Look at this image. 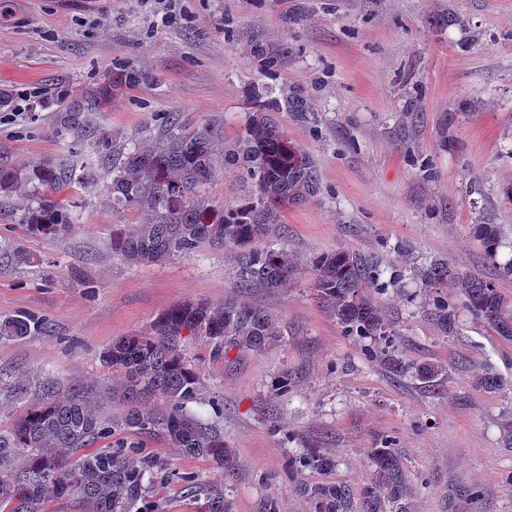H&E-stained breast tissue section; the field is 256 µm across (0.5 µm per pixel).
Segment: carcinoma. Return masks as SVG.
I'll list each match as a JSON object with an SVG mask.
<instances>
[{"label":"carcinoma","instance_id":"cac0c4a2","mask_svg":"<svg viewBox=\"0 0 512 512\" xmlns=\"http://www.w3.org/2000/svg\"><path fill=\"white\" fill-rule=\"evenodd\" d=\"M253 111L229 145L210 128L189 130L172 119L155 142L123 146L112 158L108 187L112 208L133 211L139 223L112 230V253L132 263H154L190 255L199 248L240 249L238 277L243 288L276 291L288 287L295 266L284 247L260 246L281 211L316 196L320 183L314 159L293 143L278 114L301 117L315 111L300 91L279 96L257 89ZM241 171L246 189L235 203L217 208L205 192L221 167ZM70 178L66 166L40 164L26 171L0 162V195L23 194L29 187L55 189ZM18 223L34 235L68 232L75 221L59 201L41 197L18 216ZM476 234L494 259L501 246L496 225L478 224ZM30 261L21 244L0 241V269ZM312 273L322 300L349 336L374 342L394 335L373 296L379 273L365 257L345 249L323 254L312 262ZM429 288L430 313L445 333L455 328V312L448 291L459 293L469 311L501 336L512 337V304L491 282L434 260L418 270ZM47 321L21 314L0 321L1 339H22L46 332ZM204 336L213 354L238 348L255 353L276 345L283 328L268 311L226 300L173 305L153 321L150 329L121 336L100 353L112 378L97 384L73 380L43 382L41 395L30 403L28 386L14 385L20 414L0 430V503L10 512H45L51 498L78 500L83 512H132L145 480L148 463L121 449L87 453L121 425L138 434L161 437L187 456L202 457L231 475L235 455L224 439L204 427L186 410L200 384L199 371L181 352L184 331ZM118 402L117 419L101 415V407ZM374 481L363 493L359 512H382V499L405 512L406 483L400 456L393 448L371 449ZM296 463L303 469L327 471L333 459L319 448H306ZM315 512H352L350 494L341 486L308 490ZM208 512H230L224 487L208 489Z\"/></svg>","mask_w":512,"mask_h":512}]
</instances>
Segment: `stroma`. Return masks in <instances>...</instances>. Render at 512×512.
<instances>
[{
  "label": "stroma",
  "mask_w": 512,
  "mask_h": 512,
  "mask_svg": "<svg viewBox=\"0 0 512 512\" xmlns=\"http://www.w3.org/2000/svg\"><path fill=\"white\" fill-rule=\"evenodd\" d=\"M161 10L158 0H0V153L20 168L66 161L70 181L48 196L76 218L70 233L30 235L5 213L35 197L0 201V240L30 256L0 270V320L48 322L45 334L0 340V429L20 412L15 377L33 392L48 377L101 381L113 339L172 305L233 296L288 329L265 352L221 359L204 337L183 343L201 374L187 409L223 436L235 475L113 429L97 449L142 447L164 467L138 512H207L211 485L231 512L270 502L314 512L306 490L318 484L347 486L358 501L372 483L369 451L385 445L402 460L409 512H512V338L457 295L444 334L415 273L444 260L512 301V0H173L166 21ZM257 87L302 91L316 107L306 119L278 115L320 179L319 194L270 230L294 259L291 285L240 287L233 248L149 264L114 256L113 225L138 217L109 204L105 156L131 137L154 140L172 112L232 141ZM91 101L95 123L74 121ZM478 224L499 227L497 258ZM338 249L371 258L389 283L374 294L396 331L385 357L346 335L319 296L311 262ZM422 364L444 373L422 384L411 373ZM488 374L501 387L481 388ZM307 448L335 467L291 469Z\"/></svg>",
  "instance_id": "stroma-1"
}]
</instances>
